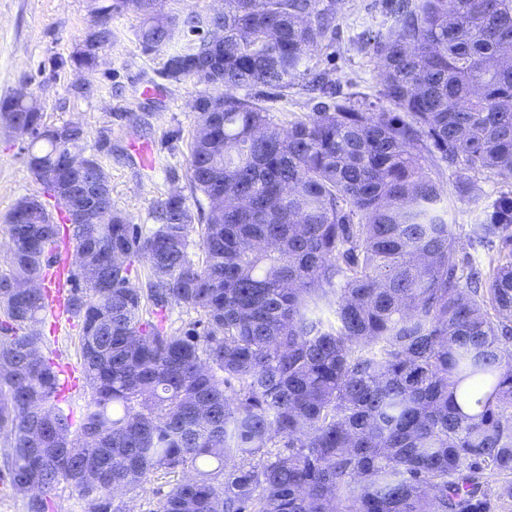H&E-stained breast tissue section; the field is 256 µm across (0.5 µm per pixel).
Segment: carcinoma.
Listing matches in <instances>:
<instances>
[{"label":"carcinoma","mask_w":512,"mask_h":512,"mask_svg":"<svg viewBox=\"0 0 512 512\" xmlns=\"http://www.w3.org/2000/svg\"><path fill=\"white\" fill-rule=\"evenodd\" d=\"M98 0L101 49L112 16L139 15L164 76L195 78L187 180L209 203L156 202L157 227L94 201L101 161L68 169L73 147L39 108L0 101L30 138L28 168L73 225L89 399L80 423L57 403L46 357L44 256L61 226L8 214L0 271V438L26 512H53L67 485L81 512H125L114 490L193 472L157 512H495L491 474H512V193L471 226L501 249L487 267L459 256L441 167L512 179V0H394L373 42L381 103L352 101L300 67L336 29V0H224V11L152 10ZM297 87L327 101L284 129L239 89ZM148 263L146 287L131 283ZM110 263L112 289L88 275ZM35 278L23 294L14 284ZM178 306L197 314L166 326ZM104 475L85 473L86 455ZM259 457L246 467L238 457Z\"/></svg>","instance_id":"1"}]
</instances>
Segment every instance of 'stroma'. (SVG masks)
<instances>
[{"mask_svg":"<svg viewBox=\"0 0 512 512\" xmlns=\"http://www.w3.org/2000/svg\"><path fill=\"white\" fill-rule=\"evenodd\" d=\"M386 0H337L332 39L311 47L307 67L328 71L339 95L377 101L381 80L366 33L385 32L390 24ZM94 0H0V99L26 91L49 125L75 122L87 131L86 154L97 156L108 171L112 208L133 224H151L152 208L167 193L187 195L191 208L207 211L202 194L192 193L184 173L196 124L191 103L203 92L194 79L178 83L162 75L165 54L142 53L136 32L140 19L133 12L112 18L116 38L100 54L92 70L69 66L92 23ZM160 86L158 98L144 96ZM139 139L153 145L156 163L140 167L128 149ZM27 139L0 125V263L7 255L5 219L24 197L43 200L55 220H62L54 199L27 166ZM448 222L459 238L461 254L482 263L497 258L496 247L473 242L470 225L481 223L500 191L511 184L500 177L483 178L466 195L453 190L455 175H447Z\"/></svg>","mask_w":512,"mask_h":512,"instance_id":"stroma-1","label":"stroma"}]
</instances>
